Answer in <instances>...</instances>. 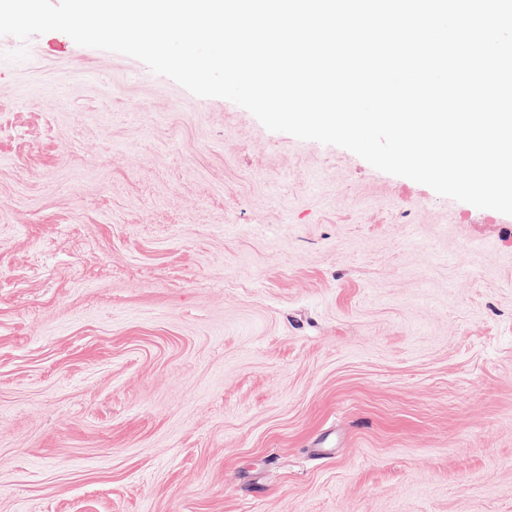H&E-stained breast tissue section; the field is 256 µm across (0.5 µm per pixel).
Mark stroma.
I'll return each mask as SVG.
<instances>
[{"label":"stroma","instance_id":"obj_1","mask_svg":"<svg viewBox=\"0 0 512 512\" xmlns=\"http://www.w3.org/2000/svg\"><path fill=\"white\" fill-rule=\"evenodd\" d=\"M0 512H512V216L0 37Z\"/></svg>","mask_w":512,"mask_h":512}]
</instances>
